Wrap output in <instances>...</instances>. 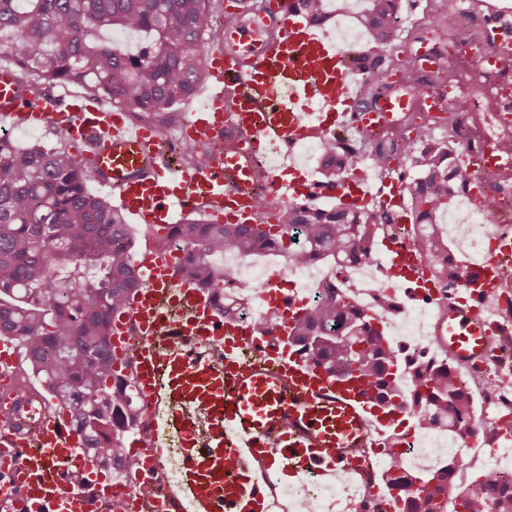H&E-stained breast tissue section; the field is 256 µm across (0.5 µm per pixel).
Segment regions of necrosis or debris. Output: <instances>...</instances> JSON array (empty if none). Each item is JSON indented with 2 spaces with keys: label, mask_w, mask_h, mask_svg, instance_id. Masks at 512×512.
Returning a JSON list of instances; mask_svg holds the SVG:
<instances>
[{
  "label": "necrosis or debris",
  "mask_w": 512,
  "mask_h": 512,
  "mask_svg": "<svg viewBox=\"0 0 512 512\" xmlns=\"http://www.w3.org/2000/svg\"><path fill=\"white\" fill-rule=\"evenodd\" d=\"M323 7L338 18L335 27L326 30L325 35L340 53L352 59L371 48L375 33L352 26L351 9L340 8L338 0H323ZM489 7L488 0H433L422 17L412 23L409 37L403 39L395 70L351 71L356 94L369 107L380 108L386 98L398 96L405 99L406 110L380 129L353 131L344 138L316 133L299 143L298 156L323 157L331 143L349 159L350 173L382 183L396 178L402 170L417 167L425 143L437 133L455 152L474 149L487 139L497 144L511 142L512 120L503 119L501 111L504 89L512 85V65L489 67L471 55L450 53L451 46L456 44L495 51L494 41L485 36ZM431 92L440 98V105L434 110L423 107L419 100L420 95ZM470 174L472 179L487 181L490 207L498 213L502 225L512 228V155L504 156L502 166L493 176H486L475 167ZM388 212V206L381 200L363 209L366 221L378 224L379 233L367 241L358 261L341 268L315 264L297 251L279 254L274 271L244 262L225 263V309L230 314L249 315L252 322L265 327L275 324V313L266 296L278 272L288 278L293 293L308 305H315L331 294H341L353 305L367 310L386 329L397 358L400 400L413 403L423 393L433 371L450 366L447 355L439 350L434 339V326L443 302L434 293L406 291L390 272L383 258L384 240L398 234L411 247L422 229L417 224L383 223ZM443 228L471 254H482L489 245L484 217L471 208L466 197H459L453 212L446 215ZM496 344L502 349L501 355L475 368L454 370L471 403L478 406L472 420L488 434V441L466 446L449 420L429 421L421 410L412 415L408 447L378 459L377 469L394 465L409 472L417 458L450 457L451 480L446 496L450 502L462 489L478 494V484L469 479L475 469L512 483V463L506 461L496 442L506 412L512 411V373L506 371L512 361V322L504 323ZM98 470L113 480L128 483L136 512H153L156 484H164L173 492L179 486L178 452L173 448L163 454L158 468L150 472L145 470L141 457L128 453L119 464L102 463ZM376 485L373 478L355 487L346 483L320 486L303 482L289 487L283 498L277 499L275 508L277 512H314L321 502L340 497L355 504L373 492Z\"/></svg>",
  "instance_id": "obj_1"
}]
</instances>
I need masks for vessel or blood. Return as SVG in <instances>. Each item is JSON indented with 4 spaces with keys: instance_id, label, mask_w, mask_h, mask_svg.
Wrapping results in <instances>:
<instances>
[{
    "instance_id": "b4317fda",
    "label": "vessel or blood",
    "mask_w": 512,
    "mask_h": 512,
    "mask_svg": "<svg viewBox=\"0 0 512 512\" xmlns=\"http://www.w3.org/2000/svg\"><path fill=\"white\" fill-rule=\"evenodd\" d=\"M267 10L275 37L263 41L235 27L207 50L206 103L181 131L187 140L218 142L230 124L248 135L245 151L228 147L203 167L172 171L159 131L132 122L125 109L107 110L78 94L25 93L15 71L3 65L0 122L56 127L86 146L97 180L119 189L120 208L157 232L179 212L249 224L258 204L272 211L280 200L302 196L381 195L400 203L404 179L378 185L351 176L328 187L293 164L273 192L261 194L265 143L287 151L317 127L337 125L343 113L365 128L391 121L404 107L399 98L377 110L359 102L342 56L316 23L300 20L298 0H268ZM499 157L487 141L458 159H476L490 171ZM383 251L389 267L408 281L426 278L404 243L385 242ZM505 263V253H486L469 265L461 286L448 291L436 340L459 366L484 364L496 352L491 300L505 280ZM176 266L171 255L135 257L142 286L111 323L112 352L132 357L157 442L141 451L147 466H154L168 435L181 441L180 489L158 495L157 512H182L187 502L193 512H273L280 474L332 485L353 481L371 469L381 449L399 447L395 423L405 414L399 400L381 406L348 372L328 370L289 345L300 300L271 297L282 318L266 335L247 321L225 319L209 291L181 280ZM216 337L224 341L220 361L200 353ZM15 358L11 342L1 339V393L9 391ZM47 390L44 383L32 386L43 402L40 420L28 427L15 421L11 401L0 404V500L9 502V512H95L93 492L125 497V489L94 471L80 434L66 410L46 399ZM395 497L377 486L363 512H395Z\"/></svg>"
}]
</instances>
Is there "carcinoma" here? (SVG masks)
I'll list each match as a JSON object with an SVG mask.
<instances>
[{"mask_svg":"<svg viewBox=\"0 0 512 512\" xmlns=\"http://www.w3.org/2000/svg\"><path fill=\"white\" fill-rule=\"evenodd\" d=\"M300 11L323 23L317 0H299ZM394 0H371L366 18L374 31L395 29ZM216 0H0V47L18 63L26 89L37 94L43 83L79 82L115 103L140 112H165L194 92L203 76L202 42L211 33ZM105 29L141 32L146 44L127 52L102 38ZM395 37L378 38L374 52L359 66L383 69L396 48ZM212 143L185 144L179 161L203 166L214 155ZM418 174L407 181L413 223L425 234L429 252L438 240L437 214L448 210L466 190V175L455 170L448 147L427 149ZM93 175L64 148L39 145L19 149L0 137V336L26 344L35 337L32 373L48 384L50 395L69 410L95 456L121 451L134 421L120 418L126 393L99 394L112 376L109 325L116 309L142 286L132 263L134 240L124 213L87 187ZM374 233L359 210L321 211L308 203L284 210L278 224H212L185 220L156 237L164 250L172 242L188 247L179 276L204 289L224 281V267L213 256L224 251L249 253L259 244L287 253L302 243L306 257L336 259L355 241ZM289 340L320 364L336 359L355 367L357 377L394 396L389 368L394 366L385 336L368 313L339 295L304 309ZM432 419L449 413L467 428L466 392L453 379L425 385ZM449 468L422 481L425 512H445ZM409 478L391 468L386 485L398 490L400 512ZM482 496L457 494L455 512H512V486L486 476Z\"/></svg>","mask_w":512,"mask_h":512,"instance_id":"carcinoma-1","label":"carcinoma"}]
</instances>
